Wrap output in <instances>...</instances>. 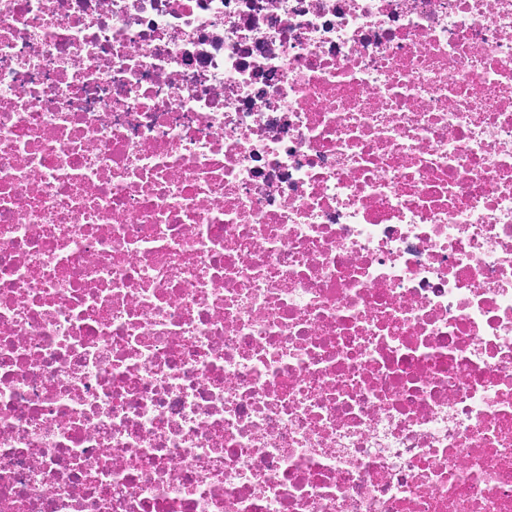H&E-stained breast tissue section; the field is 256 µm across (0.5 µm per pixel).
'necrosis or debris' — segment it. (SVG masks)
<instances>
[{"instance_id":"necrosis-or-debris-1","label":"necrosis or debris","mask_w":512,"mask_h":512,"mask_svg":"<svg viewBox=\"0 0 512 512\" xmlns=\"http://www.w3.org/2000/svg\"><path fill=\"white\" fill-rule=\"evenodd\" d=\"M0 512H512V0H0Z\"/></svg>"}]
</instances>
